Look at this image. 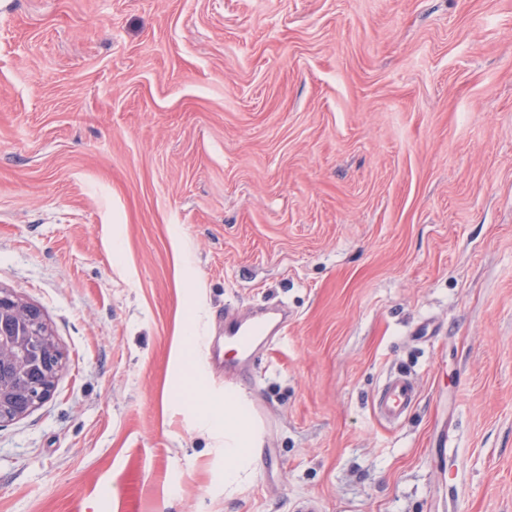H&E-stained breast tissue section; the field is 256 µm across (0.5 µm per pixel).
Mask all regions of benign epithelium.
<instances>
[{"label":"benign epithelium","instance_id":"1","mask_svg":"<svg viewBox=\"0 0 512 512\" xmlns=\"http://www.w3.org/2000/svg\"><path fill=\"white\" fill-rule=\"evenodd\" d=\"M25 316L30 335L0 338V426L18 421L54 394L63 353L43 312L0 289V316Z\"/></svg>","mask_w":512,"mask_h":512}]
</instances>
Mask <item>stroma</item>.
Returning <instances> with one entry per match:
<instances>
[{"label":"stroma","instance_id":"obj_1","mask_svg":"<svg viewBox=\"0 0 512 512\" xmlns=\"http://www.w3.org/2000/svg\"><path fill=\"white\" fill-rule=\"evenodd\" d=\"M1 288L65 363L0 512H512V0H0ZM285 323L284 314L278 309H268L259 317L235 318L224 320V342L237 351V356L226 360L224 368L232 369L248 360L255 346L265 347L273 329L280 330ZM419 400V390L411 377L395 374L383 385L374 406L377 415L384 421L394 424L405 418ZM196 396L194 407L204 423L224 426V488L231 489L252 469L253 448H259V432L249 403L237 393L225 392L224 403L210 400L203 389H198Z\"/></svg>","mask_w":512,"mask_h":512}]
</instances>
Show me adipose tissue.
Here are the masks:
<instances>
[{
    "label": "adipose tissue",
    "mask_w": 512,
    "mask_h": 512,
    "mask_svg": "<svg viewBox=\"0 0 512 512\" xmlns=\"http://www.w3.org/2000/svg\"><path fill=\"white\" fill-rule=\"evenodd\" d=\"M194 407L204 423L224 430V486L233 488L242 475L251 470L254 450L260 443L249 403L237 393L225 394L223 401H213L200 389L196 392Z\"/></svg>",
    "instance_id": "obj_1"
}]
</instances>
